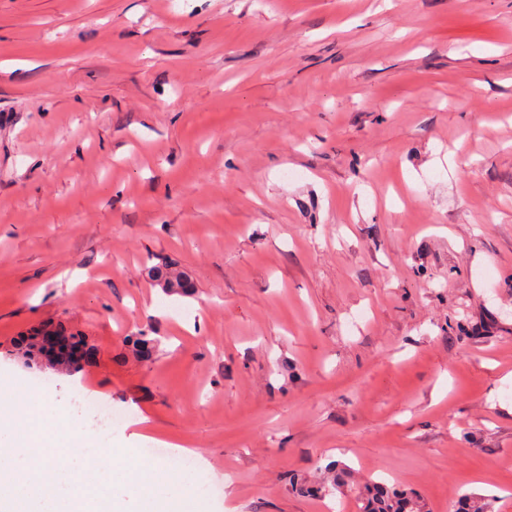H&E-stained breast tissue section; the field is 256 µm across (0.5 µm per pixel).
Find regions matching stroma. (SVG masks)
I'll list each match as a JSON object with an SVG mask.
<instances>
[{
    "mask_svg": "<svg viewBox=\"0 0 512 512\" xmlns=\"http://www.w3.org/2000/svg\"><path fill=\"white\" fill-rule=\"evenodd\" d=\"M0 387L209 512H512V0H0ZM156 259L153 255H148L144 261L149 274L158 282L162 288L168 292H180L188 295L192 292L193 284L187 273L179 268L176 263L171 261H161L151 266L148 263ZM74 405L78 409L94 415L98 423L94 428L98 432L104 433L109 428H120L128 419L127 415L123 413H113L111 407L90 394L82 395L81 398L75 400ZM350 490L356 494L362 504L361 512H419L416 498L404 491L390 490L384 485L363 481L352 484Z\"/></svg>",
    "mask_w": 512,
    "mask_h": 512,
    "instance_id": "stroma-1",
    "label": "stroma"
}]
</instances>
